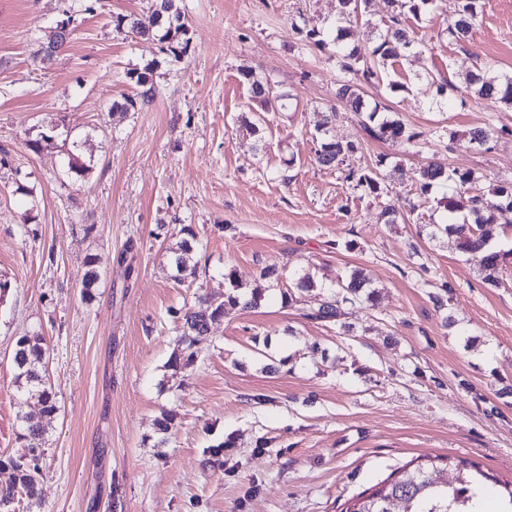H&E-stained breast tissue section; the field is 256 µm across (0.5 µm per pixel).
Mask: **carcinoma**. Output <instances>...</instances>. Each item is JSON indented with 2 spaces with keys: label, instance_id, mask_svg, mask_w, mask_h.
<instances>
[{
  "label": "carcinoma",
  "instance_id": "carcinoma-1",
  "mask_svg": "<svg viewBox=\"0 0 512 512\" xmlns=\"http://www.w3.org/2000/svg\"><path fill=\"white\" fill-rule=\"evenodd\" d=\"M370 0H342L344 24L327 33L314 30L306 31L302 41L305 45L322 50L328 46L336 49L340 58L344 77L338 80L336 100L348 110L361 116L360 127L364 136L374 141L400 140L413 148L421 145L419 135L406 126L400 116L391 112H381L377 108H367L361 86L378 77L385 68L399 62L413 49V43L407 35L401 14L388 17L387 29L380 34L370 49L363 53L354 47L347 49L345 41L349 32L345 23H369L367 20ZM434 0H387L392 7L407 11L414 19H419L421 7ZM481 0H461L457 18L448 23V42L461 45L466 43L478 16ZM154 0H147L148 22L132 15L118 14L112 17L115 31L130 33L139 37H155L161 43V51L179 59L190 48L189 28L184 22L180 0H167V10L163 18H158L153 10ZM156 62H150L140 69L128 72V78L134 83L136 92L122 96V100L112 102V110L129 112L151 105L156 93L153 74ZM492 68L484 62L467 77L468 87L479 98L489 102L493 108L499 104L512 105V77L500 82L487 77ZM243 80L249 85L252 100L258 102L266 112L277 111L286 106L289 96L274 91L267 80L259 79L251 70L241 71ZM336 117V110L324 113L322 122L315 126L317 163L325 168H335L346 163L358 150L353 141H336L328 138L327 127ZM497 132L490 124L477 126L466 131L469 142L483 147ZM383 160H378L374 169L347 168L346 181L356 188H362L371 194L380 195L387 190L385 176L380 170ZM475 181L470 170L448 168L439 162H430L418 173V186L421 194H426L436 184H453L451 196L443 197L446 215L444 222L432 225L434 238L446 236L454 239L457 248L476 261L484 284L490 287L499 285L498 273L507 253L493 251L489 247L496 222L495 212L512 209V185L502 186L496 191V199H487L479 194L470 193V185ZM188 235L173 252L172 262L177 272L189 268L195 246L189 240L193 232L183 228ZM95 260L87 261L89 270L82 283L81 297L89 302L93 298L99 274L94 267ZM232 292L222 301H216L204 295L197 296V306L184 312L181 323L179 345L181 354L171 358L169 366L177 369L181 365L193 363L200 346L207 342L209 324L224 317L227 309L239 304L246 308H257L265 299L264 292L258 288L241 292L234 270L224 274ZM315 282L308 276L298 278L295 291L281 293L288 304L299 302L298 293L312 288ZM376 291L369 288V280L360 270L353 271L345 278H339L328 287V294L319 307L305 314L312 320L335 321L341 316L345 305H355L363 301H372ZM48 348L45 338L32 332L19 337L13 351V367L17 391L29 398H36L42 406V412L53 414L57 411L55 393L47 375ZM24 428V438L30 442L28 455L0 459V470L9 471L8 479L0 482V508H6L15 497L25 496L29 500L38 498L40 489V469L38 444L45 433L44 426L28 417H19ZM458 475L453 484L448 483L445 467L434 462L419 464L412 469L407 467L391 474L388 478L353 498L344 512H482L474 502V488L491 481L498 483L493 476L480 466L464 460L457 464Z\"/></svg>",
  "mask_w": 512,
  "mask_h": 512
}]
</instances>
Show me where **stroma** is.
<instances>
[{"instance_id":"stroma-1","label":"stroma","mask_w":512,"mask_h":512,"mask_svg":"<svg viewBox=\"0 0 512 512\" xmlns=\"http://www.w3.org/2000/svg\"><path fill=\"white\" fill-rule=\"evenodd\" d=\"M102 3L0 0V278L11 284L0 298V458L27 451L20 416L45 427L40 496L9 512H342L436 456L511 481L512 259L491 288L453 241L429 238L444 187L407 221L381 212L432 157L473 171L489 198L512 183V111L471 97L452 108L437 91L464 87L483 62L512 74V0H482L462 45L446 35L459 0H436L407 21L417 53L365 85L367 106L399 113L422 153L364 138L358 116L338 110L331 136L359 142L350 166L382 162L385 196L315 157L340 70L301 33L335 26L340 0H183L191 46L178 61L114 30V15H143L146 0ZM66 15L68 43L36 59ZM151 61L154 103L111 112L134 91L128 71ZM244 69L290 95L288 109L262 111ZM490 119L508 134L474 148L466 131ZM73 156L86 178L69 173ZM185 226L196 272L180 283L170 259ZM90 256L100 279L88 303ZM357 267L375 300L335 322L305 319L324 285ZM231 269L267 289L265 303L230 310L196 361L171 371L179 311L223 297ZM305 274L315 288L285 305L281 290ZM32 331L49 348L52 415L14 383V343ZM165 410L167 437L155 428Z\"/></svg>"}]
</instances>
